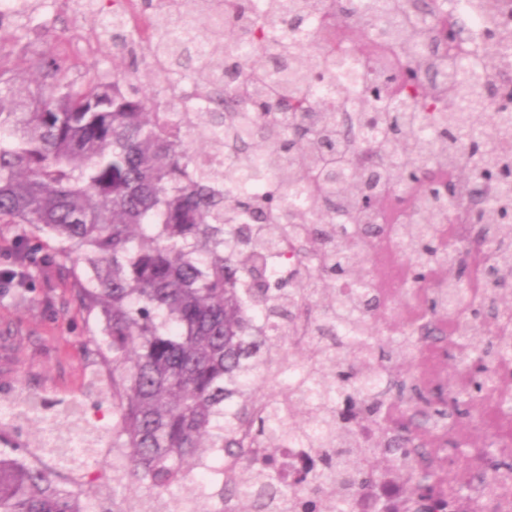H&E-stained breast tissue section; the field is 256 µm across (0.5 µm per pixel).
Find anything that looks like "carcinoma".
I'll return each instance as SVG.
<instances>
[{
	"label": "carcinoma",
	"instance_id": "carcinoma-1",
	"mask_svg": "<svg viewBox=\"0 0 512 512\" xmlns=\"http://www.w3.org/2000/svg\"><path fill=\"white\" fill-rule=\"evenodd\" d=\"M159 24L154 40L112 14V39L129 31L143 69L131 83L123 62L80 82L60 54L42 53L28 75L4 66L0 47V224L55 243L53 262L71 272L79 308L99 322L92 354L102 370L87 393L112 407V430L87 417L78 400L24 391L5 402L0 441V512H267L288 492L257 459L299 433L323 431L312 500L336 501L366 484L352 454L336 447L332 408L317 402L352 389L368 414L384 401L371 373L413 346L378 342L346 359L336 321L378 303L355 301L369 288L363 240L381 214L366 201L404 202L401 247L411 266L409 292L470 285L435 226L459 218L468 198L486 227L482 285L488 305L472 307L456 342L472 344L480 323L511 322L502 296L512 286V104L500 97L512 72V25L499 0H466L482 19L470 43L456 38L448 0H140ZM270 178L276 191L250 188ZM305 240L315 260L292 288L267 280L268 247ZM82 264L79 272L70 263ZM350 292H339L345 287ZM312 306L323 336L301 359L276 349L283 319ZM261 311L269 331L254 324ZM464 383L439 400L407 378L409 391L448 429V456L464 450L452 480L467 488L477 453L483 475L512 474V455L497 449L512 420V359L503 335L475 347ZM306 386L297 424L255 410L253 371L292 396L287 366ZM497 395L496 425L472 412ZM236 410L224 417V406ZM42 435L17 442L24 426ZM219 453L234 478L220 486L191 478ZM110 471L91 502L81 498L85 471ZM417 512H430L422 478L410 471ZM134 502V508L121 504Z\"/></svg>",
	"mask_w": 512,
	"mask_h": 512
}]
</instances>
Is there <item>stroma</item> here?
<instances>
[{
	"label": "stroma",
	"mask_w": 512,
	"mask_h": 512,
	"mask_svg": "<svg viewBox=\"0 0 512 512\" xmlns=\"http://www.w3.org/2000/svg\"><path fill=\"white\" fill-rule=\"evenodd\" d=\"M111 11L107 4L102 13L84 20L62 5L50 4L37 15L38 27L25 43L15 41L9 26L0 28V41L23 70L37 53L65 51L68 75L73 78L86 65L111 67L118 53L104 19ZM51 253L48 245L33 246L22 271L35 277L36 286L27 290L24 300L0 294V398L20 390L48 398H80L90 416L111 426V412L98 410L94 398L85 394L87 379L95 370L86 348L98 327L75 305L74 279L49 266Z\"/></svg>",
	"instance_id": "35a3bbf8"
}]
</instances>
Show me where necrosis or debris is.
I'll return each mask as SVG.
<instances>
[{
  "label": "necrosis or debris",
  "instance_id": "obj_1",
  "mask_svg": "<svg viewBox=\"0 0 512 512\" xmlns=\"http://www.w3.org/2000/svg\"><path fill=\"white\" fill-rule=\"evenodd\" d=\"M364 254L371 271V293L379 303L364 343H372L382 334H411L416 344L407 359L375 365L374 373L385 394V406L379 416L367 417L355 405L344 408L355 430L343 435L340 445L357 449L359 462L374 471L370 483L349 497V512H412L403 471L384 447L392 434L411 438L408 460L429 485V502L435 512H447L452 503L459 512H512V479L496 484L477 477L463 492L449 484L448 467L439 461L442 431L429 427L422 408L396 396V384L405 374H413L419 387L434 390L446 382L448 357L466 360V350L451 348L450 341L469 296L459 295L452 312L437 317L425 313L421 298L404 297L402 284L408 275V263L399 244L397 225H383L380 235L366 241ZM307 262L308 254L301 241L275 243L268 267L272 283L294 278ZM316 451V445L308 441H291L278 449L274 462L279 483L294 485L308 457Z\"/></svg>",
  "mask_w": 512,
  "mask_h": 512
}]
</instances>
